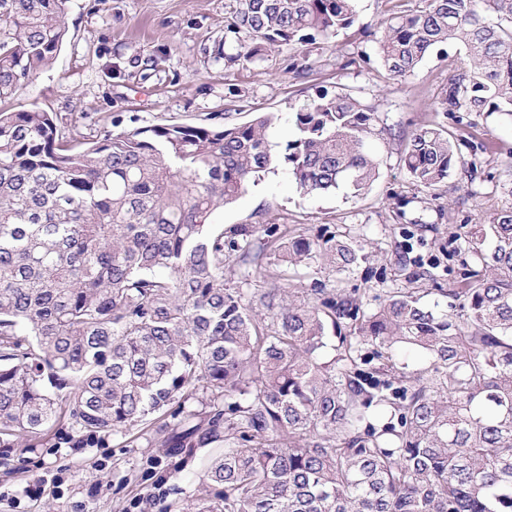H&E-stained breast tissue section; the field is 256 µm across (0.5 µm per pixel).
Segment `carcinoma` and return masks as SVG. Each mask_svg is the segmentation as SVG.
I'll list each match as a JSON object with an SVG mask.
<instances>
[{"label":"carcinoma","mask_w":512,"mask_h":512,"mask_svg":"<svg viewBox=\"0 0 512 512\" xmlns=\"http://www.w3.org/2000/svg\"><path fill=\"white\" fill-rule=\"evenodd\" d=\"M67 2L0 0V101L59 54ZM356 2L239 0L224 59L305 57L354 26ZM421 2L380 23L378 65L402 81L459 42L438 111L512 115V0ZM276 121L90 139L36 105L0 109V447L51 433L72 448L143 437L172 457L218 448L191 512H512V210L464 232L455 251L473 268L446 314L414 288L371 310L334 284L287 287L298 267L351 272L362 247L213 211L281 163L305 194L363 195L377 116L323 93L294 112L280 158ZM403 164L425 189L466 167L438 123L411 134ZM255 272L269 287H246Z\"/></svg>","instance_id":"cac0c4a2"}]
</instances>
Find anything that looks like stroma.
Returning a JSON list of instances; mask_svg holds the SVG:
<instances>
[{
	"instance_id": "35a3bbf8",
	"label": "stroma",
	"mask_w": 512,
	"mask_h": 512,
	"mask_svg": "<svg viewBox=\"0 0 512 512\" xmlns=\"http://www.w3.org/2000/svg\"><path fill=\"white\" fill-rule=\"evenodd\" d=\"M237 6V0H69L62 50L7 106L58 113L87 136L211 118L239 124L273 112L278 120L269 139L279 153L294 137V111L321 93L352 91L375 106L379 126L388 130L369 140L379 176L363 196L351 197L344 187L303 194L281 167L215 210L212 220L284 224L311 237L330 231L357 241L363 260L338 278L346 293L374 309L389 290L416 288L424 307L446 312V291L463 271L455 236L512 210V117L468 112L451 124L461 157L477 159L478 168L470 175L453 170L437 190L422 189L403 166L404 148L416 129L443 122L436 97L464 54L461 46L432 51L400 84L366 64L376 39L354 29L321 41L306 74L289 73L295 57L285 49L245 67L217 53ZM160 454L144 441L127 445L119 438L103 448H0V512H164L167 483L141 478ZM213 454L197 449L181 473L182 504L208 494L205 465Z\"/></svg>"
}]
</instances>
